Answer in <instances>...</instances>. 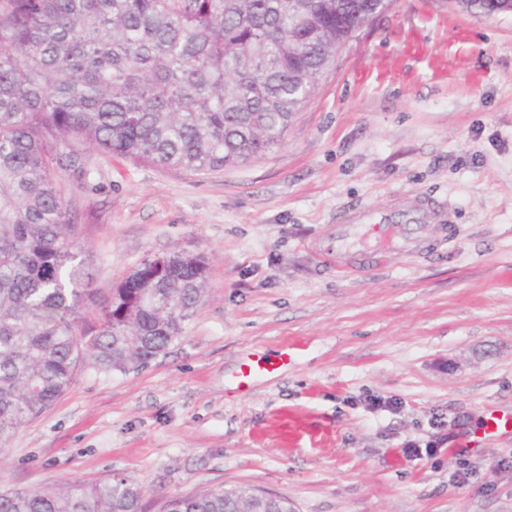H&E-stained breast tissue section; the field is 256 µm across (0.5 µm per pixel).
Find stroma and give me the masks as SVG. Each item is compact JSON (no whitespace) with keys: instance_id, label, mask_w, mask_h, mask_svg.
Segmentation results:
<instances>
[{"instance_id":"stroma-1","label":"stroma","mask_w":512,"mask_h":512,"mask_svg":"<svg viewBox=\"0 0 512 512\" xmlns=\"http://www.w3.org/2000/svg\"><path fill=\"white\" fill-rule=\"evenodd\" d=\"M64 174L92 286L203 256L207 294L144 367L83 364L0 451V491L123 476L150 512L245 487L295 512H512V16L390 0L283 144L190 174L87 150ZM429 207L425 249L338 270V224Z\"/></svg>"}]
</instances>
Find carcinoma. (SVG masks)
Segmentation results:
<instances>
[{
  "instance_id": "obj_1",
  "label": "carcinoma",
  "mask_w": 512,
  "mask_h": 512,
  "mask_svg": "<svg viewBox=\"0 0 512 512\" xmlns=\"http://www.w3.org/2000/svg\"><path fill=\"white\" fill-rule=\"evenodd\" d=\"M379 0H0V450L90 361L147 364L203 303L207 263L145 258L109 296L85 280L62 171L81 149L195 174L279 147ZM0 512H147L117 477L1 491ZM164 512H295L245 488Z\"/></svg>"
}]
</instances>
